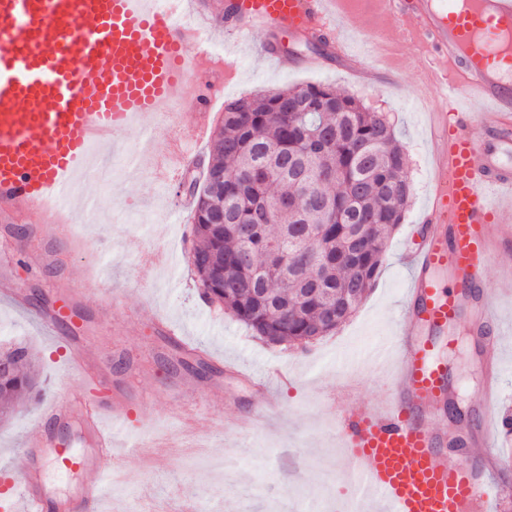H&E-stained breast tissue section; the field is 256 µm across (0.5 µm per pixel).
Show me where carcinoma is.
<instances>
[{
    "instance_id": "obj_1",
    "label": "carcinoma",
    "mask_w": 512,
    "mask_h": 512,
    "mask_svg": "<svg viewBox=\"0 0 512 512\" xmlns=\"http://www.w3.org/2000/svg\"><path fill=\"white\" fill-rule=\"evenodd\" d=\"M191 184L201 298L255 336L305 347L356 311L412 195L408 156L384 112L321 84L240 96ZM0 419L39 386L33 355L0 352Z\"/></svg>"
}]
</instances>
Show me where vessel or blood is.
Masks as SVG:
<instances>
[{
  "mask_svg": "<svg viewBox=\"0 0 512 512\" xmlns=\"http://www.w3.org/2000/svg\"><path fill=\"white\" fill-rule=\"evenodd\" d=\"M325 0H226L229 33L248 40L257 31L295 36L320 33L344 51ZM176 16L159 0H0V217L36 216L64 233L68 214L90 204L75 187L100 144L124 153L119 135L135 119L158 124L171 108L185 110L189 137L209 136L217 80L200 62V34L215 16L213 0H192ZM378 13L403 35L425 41L423 90H439L444 106L431 113L435 192L403 261L406 289L399 337L371 350L393 358L385 398L336 408V429L348 450L352 479L336 512H364L379 499L384 512H494L506 485L498 481L512 455L494 432L512 431L500 417L501 321L483 287L493 260L512 251V230L491 191L512 201V163L499 146L512 143V0H375ZM485 337L487 381L480 425L470 429L460 461L444 451L441 430L448 366L429 339L447 331L463 310ZM121 407L85 400L81 415L90 446L74 452L54 445L48 422L63 419L48 406L43 423L22 444L27 469L12 478L14 512H56L44 487L47 468L86 474L72 499L74 512H97L112 454L107 419Z\"/></svg>",
  "mask_w": 512,
  "mask_h": 512,
  "instance_id": "b4317fda",
  "label": "vessel or blood"
}]
</instances>
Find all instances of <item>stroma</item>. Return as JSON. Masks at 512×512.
Segmentation results:
<instances>
[{"label":"stroma","instance_id":"stroma-1","mask_svg":"<svg viewBox=\"0 0 512 512\" xmlns=\"http://www.w3.org/2000/svg\"><path fill=\"white\" fill-rule=\"evenodd\" d=\"M339 24L350 50L369 66L397 73L394 83L366 85L339 60L315 67L281 69L261 46L294 49L291 39L256 33L226 58L232 66V88L225 100L241 95L306 84H323L360 97L370 108L387 113L409 159L413 198L405 219L389 236L379 277L356 312L335 332L307 348L268 343L240 322L205 303L187 260L192 214L177 204L188 192L182 180L163 183L166 155L181 149L207 158L210 142L195 143L183 134L185 120L125 132L133 147L150 140L139 165L123 171L112 186L111 204L78 216L73 242L45 239L35 217L0 223V274L17 280L28 296V309L0 301V350L18 344L38 360L43 391L0 421V471L24 470L22 441L35 430L41 410L50 402L63 405L68 418L56 425L58 444L80 450L88 432L74 404L81 395H102L128 411L123 425L113 426L112 467L123 485L111 488L100 512H175L179 496L189 495L198 512H329L343 498L339 477L348 468L327 403L343 387L339 372L356 374L357 396L365 403L385 396L386 364L368 362L378 341L393 338L410 274L401 254L432 196V165L427 115L444 98L421 99L418 78L427 50L413 40L389 58L368 51V40L393 41L392 22L380 19L372 0H346ZM163 249L168 266L145 271L150 251ZM512 252L489 269L486 285L504 317L503 391L500 414L512 417V292L502 290L504 267ZM101 275L112 289L110 302L89 297L75 301L82 313L79 338L91 363V374L74 366L62 347L43 334L35 309L64 296L72 281L85 273ZM179 326V338L158 335L155 319ZM443 346L448 362L451 399L461 413L477 419L484 371L480 341L468 323L457 324ZM277 367L290 381H270L281 409L253 431L237 429L241 416L258 402L254 378ZM187 440L182 452L152 448L155 440Z\"/></svg>","mask_w":512,"mask_h":512}]
</instances>
